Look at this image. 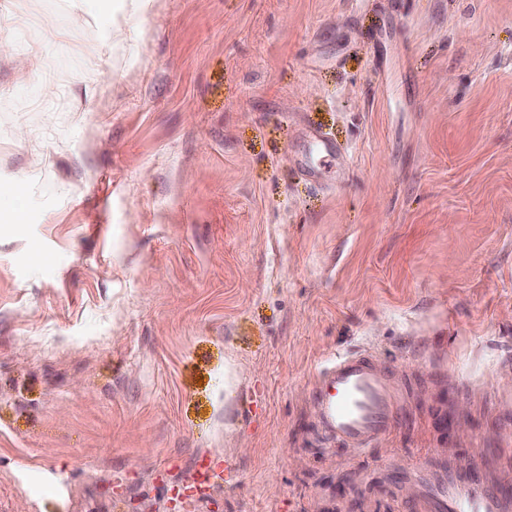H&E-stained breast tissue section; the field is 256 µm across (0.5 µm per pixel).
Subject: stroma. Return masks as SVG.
I'll use <instances>...</instances> for the list:
<instances>
[{
    "label": "stroma",
    "instance_id": "35a3bbf8",
    "mask_svg": "<svg viewBox=\"0 0 512 512\" xmlns=\"http://www.w3.org/2000/svg\"><path fill=\"white\" fill-rule=\"evenodd\" d=\"M448 453L512 492V0H0V512H401ZM320 373L315 405L326 437L363 450L391 432L401 411L398 389L371 353L338 355Z\"/></svg>",
    "mask_w": 512,
    "mask_h": 512
}]
</instances>
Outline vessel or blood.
I'll list each match as a JSON object with an SVG mask.
<instances>
[{
    "mask_svg": "<svg viewBox=\"0 0 512 512\" xmlns=\"http://www.w3.org/2000/svg\"><path fill=\"white\" fill-rule=\"evenodd\" d=\"M316 413L326 437L362 450L385 438L401 411L399 393L369 352L336 356L321 371ZM426 502L430 512H507L499 489L482 494L465 490L447 465L431 467Z\"/></svg>",
    "mask_w": 512,
    "mask_h": 512,
    "instance_id": "b4317fda",
    "label": "vessel or blood"
}]
</instances>
